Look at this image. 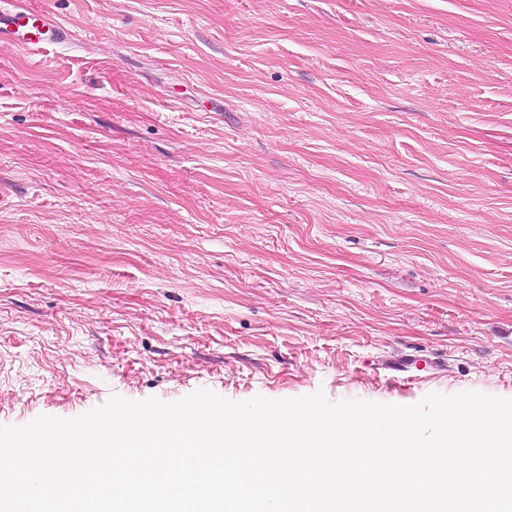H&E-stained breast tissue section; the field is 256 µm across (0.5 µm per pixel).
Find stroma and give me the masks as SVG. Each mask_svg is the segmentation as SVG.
Segmentation results:
<instances>
[{
  "label": "stroma",
  "mask_w": 512,
  "mask_h": 512,
  "mask_svg": "<svg viewBox=\"0 0 512 512\" xmlns=\"http://www.w3.org/2000/svg\"><path fill=\"white\" fill-rule=\"evenodd\" d=\"M18 2L69 34L0 47V425L512 399V0Z\"/></svg>",
  "instance_id": "1"
}]
</instances>
